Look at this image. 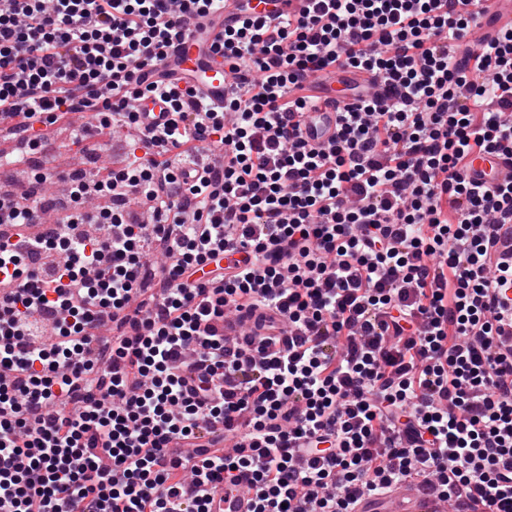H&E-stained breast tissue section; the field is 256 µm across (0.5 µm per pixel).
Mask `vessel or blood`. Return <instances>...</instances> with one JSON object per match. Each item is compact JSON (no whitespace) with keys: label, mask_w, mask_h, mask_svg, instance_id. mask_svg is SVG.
Returning <instances> with one entry per match:
<instances>
[{"label":"vessel or blood","mask_w":512,"mask_h":512,"mask_svg":"<svg viewBox=\"0 0 512 512\" xmlns=\"http://www.w3.org/2000/svg\"><path fill=\"white\" fill-rule=\"evenodd\" d=\"M308 0H224L220 9L192 25L188 37L174 42L161 63V72L191 81L200 95L213 105H223L236 80L210 49L214 36L227 26L241 24L248 17L271 14H303ZM480 24L472 29L468 41L474 52H482L491 33L512 29V0H477ZM349 99L336 91L320 93L315 105L302 118L303 139L307 147L324 149L338 134L340 114ZM465 173L472 187L491 188L512 183V151L499 154H472L465 160ZM211 512H253V503L243 491L218 488ZM353 512H447L436 492L415 482L401 485L383 497L359 496Z\"/></svg>","instance_id":"1"}]
</instances>
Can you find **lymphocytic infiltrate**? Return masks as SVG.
<instances>
[{
    "label": "lymphocytic infiltrate",
    "instance_id": "lymphocytic-infiltrate-1",
    "mask_svg": "<svg viewBox=\"0 0 512 512\" xmlns=\"http://www.w3.org/2000/svg\"><path fill=\"white\" fill-rule=\"evenodd\" d=\"M218 2L0 0L17 163L62 120L77 143L136 132L121 168L62 173L66 205L0 192V512H209L241 483L253 512H351L404 481L512 512L488 302L512 288V184L460 168L512 144V32L475 54L469 0H309L213 43L239 76L216 112L146 73ZM332 66L389 93H353L315 150L308 82ZM260 309L288 323L278 351L219 333Z\"/></svg>",
    "mask_w": 512,
    "mask_h": 512
}]
</instances>
